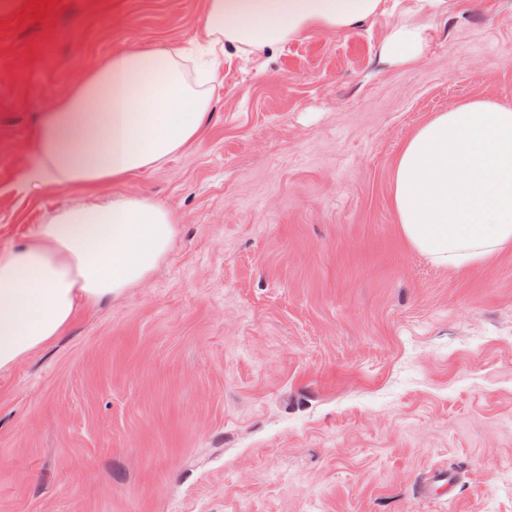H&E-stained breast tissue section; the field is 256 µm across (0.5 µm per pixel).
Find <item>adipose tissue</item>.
Listing matches in <instances>:
<instances>
[{
	"label": "adipose tissue",
	"instance_id": "obj_1",
	"mask_svg": "<svg viewBox=\"0 0 512 512\" xmlns=\"http://www.w3.org/2000/svg\"><path fill=\"white\" fill-rule=\"evenodd\" d=\"M380 0H207L211 51L136 48L92 64L47 106L23 187L121 184L198 139L212 107L223 44L274 48L307 29H342ZM393 206L412 248L463 270L512 250V107L471 101L441 112L403 145ZM179 232L175 213L144 195L75 203L0 249V370L98 306L145 282Z\"/></svg>",
	"mask_w": 512,
	"mask_h": 512
}]
</instances>
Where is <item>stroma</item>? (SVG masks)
I'll use <instances>...</instances> for the list:
<instances>
[{
  "label": "stroma",
  "instance_id": "obj_1",
  "mask_svg": "<svg viewBox=\"0 0 512 512\" xmlns=\"http://www.w3.org/2000/svg\"><path fill=\"white\" fill-rule=\"evenodd\" d=\"M205 3L0 14V248L113 195L19 192L43 109L122 48L205 44ZM220 78L198 141L123 187L179 217L160 268L0 370V512H512V250L437 266L392 204L436 113L512 107V0H380ZM422 42V30L401 25L392 33L388 51L401 61H410L418 55Z\"/></svg>",
  "mask_w": 512,
  "mask_h": 512
}]
</instances>
